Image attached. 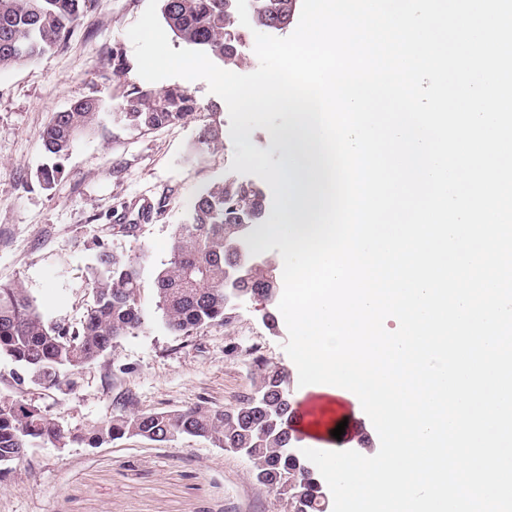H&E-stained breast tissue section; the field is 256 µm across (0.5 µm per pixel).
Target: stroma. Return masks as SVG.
<instances>
[{
	"mask_svg": "<svg viewBox=\"0 0 512 512\" xmlns=\"http://www.w3.org/2000/svg\"><path fill=\"white\" fill-rule=\"evenodd\" d=\"M148 0H97L71 37L35 63L0 70V283L21 282L46 320L77 323L93 303L91 265L99 247L146 252L140 303L148 321L120 338L93 368L67 385L16 384L17 366L0 356V398L22 397L67 430L108 416L116 398L136 409L205 403L221 408L251 388L252 351L284 367L291 390L298 371L284 350L286 324L266 325L258 301L230 325L187 334L168 331L156 306L154 274L170 257L188 201L213 180L229 178L234 147L195 155L198 123L132 132L112 121L77 138L52 189L38 172L46 162L39 136L52 113L73 100L120 102L141 85L128 29ZM127 75L115 80V61ZM133 225L130 233L120 232ZM0 512H283L252 478L241 455L185 436L171 445L127 437L99 448L42 443L0 484Z\"/></svg>",
	"mask_w": 512,
	"mask_h": 512,
	"instance_id": "1",
	"label": "stroma"
}]
</instances>
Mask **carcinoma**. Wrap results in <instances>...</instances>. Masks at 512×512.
Returning <instances> with one entry per match:
<instances>
[{"label": "carcinoma", "mask_w": 512, "mask_h": 512, "mask_svg": "<svg viewBox=\"0 0 512 512\" xmlns=\"http://www.w3.org/2000/svg\"><path fill=\"white\" fill-rule=\"evenodd\" d=\"M161 2L163 20L179 43L226 66L246 62L242 35L234 23L236 0ZM298 2L255 0L253 23L283 29ZM94 5L95 0H0V69L33 62L59 48L74 23ZM107 118L133 131L157 130L194 118L200 122L193 144L196 155L217 149L224 140L221 122L201 115L198 101L179 85L135 87L115 112L100 99H79L53 113L40 134L44 153L54 160L38 175L44 188H52L76 138ZM228 205L245 216V228L224 222ZM263 215L261 190L235 179L215 181L196 195L188 222L177 225L170 258L155 277L156 306L170 331L188 333L216 322L227 325L241 299L268 287L265 265L253 269L237 286L225 285L238 261L236 244L255 241ZM145 258L143 253L125 254L100 246L92 267L94 304L73 326L47 322L21 283H0V355L9 356L28 380L47 389L60 387L67 375L98 363L117 339L147 321L140 305ZM251 380L255 393L248 392L224 408L195 405L142 411L125 399L108 417L80 432L64 429L25 399H0V483L12 466L27 458L17 449L38 442L97 448L124 437L172 444L192 436L216 448L244 449L253 479L275 495L284 512H331L333 504L316 466L297 448L288 372L255 356Z\"/></svg>", "instance_id": "obj_1"}]
</instances>
